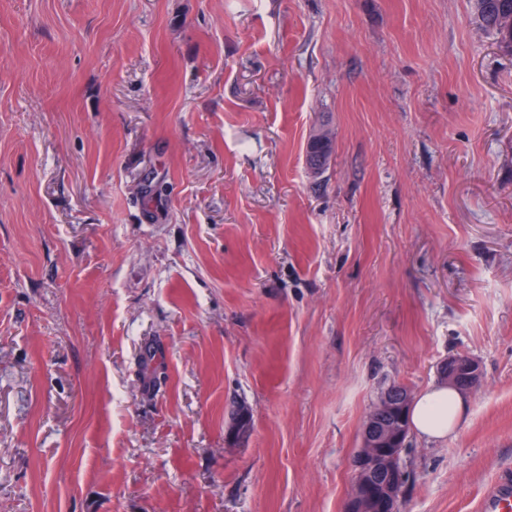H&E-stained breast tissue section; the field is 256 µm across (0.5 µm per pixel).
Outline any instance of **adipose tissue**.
I'll return each mask as SVG.
<instances>
[{
	"mask_svg": "<svg viewBox=\"0 0 512 512\" xmlns=\"http://www.w3.org/2000/svg\"><path fill=\"white\" fill-rule=\"evenodd\" d=\"M465 405L462 396L446 386H436L423 392L410 410V420L420 436L437 440L462 424Z\"/></svg>",
	"mask_w": 512,
	"mask_h": 512,
	"instance_id": "adipose-tissue-1",
	"label": "adipose tissue"
}]
</instances>
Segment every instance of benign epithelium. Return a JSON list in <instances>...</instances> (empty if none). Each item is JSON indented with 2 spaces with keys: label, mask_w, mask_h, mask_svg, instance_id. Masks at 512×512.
<instances>
[{
  "label": "benign epithelium",
  "mask_w": 512,
  "mask_h": 512,
  "mask_svg": "<svg viewBox=\"0 0 512 512\" xmlns=\"http://www.w3.org/2000/svg\"><path fill=\"white\" fill-rule=\"evenodd\" d=\"M442 379L466 393L480 382L478 363L468 356L450 357L441 366ZM411 394L403 385L388 389L378 405L372 409L362 428V444L353 460L356 473L363 474V482L349 501L348 512H373L369 496L371 486L381 488L383 497L389 502V512H399L403 488L394 478L400 465V456L389 454L388 449L396 445L403 431L379 423L380 416H398L410 406Z\"/></svg>",
  "instance_id": "benign-epithelium-1"
}]
</instances>
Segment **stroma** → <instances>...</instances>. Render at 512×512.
<instances>
[{
    "label": "stroma",
    "mask_w": 512,
    "mask_h": 512,
    "mask_svg": "<svg viewBox=\"0 0 512 512\" xmlns=\"http://www.w3.org/2000/svg\"><path fill=\"white\" fill-rule=\"evenodd\" d=\"M456 355L400 512L512 473V52L470 0H0V512H344L382 392ZM442 379L466 393L480 382L481 372L478 363L468 356L450 357L441 366ZM465 405L453 388L436 386L423 392L410 410L414 430L428 440L443 439L462 424Z\"/></svg>",
    "instance_id": "stroma-1"
}]
</instances>
